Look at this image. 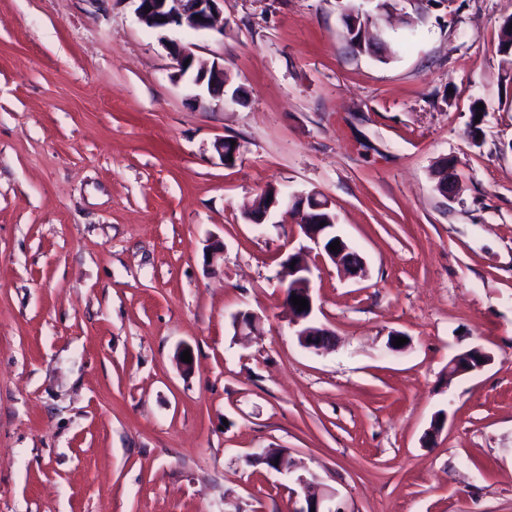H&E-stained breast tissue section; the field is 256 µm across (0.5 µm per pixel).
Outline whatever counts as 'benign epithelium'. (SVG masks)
Wrapping results in <instances>:
<instances>
[{"mask_svg": "<svg viewBox=\"0 0 512 512\" xmlns=\"http://www.w3.org/2000/svg\"><path fill=\"white\" fill-rule=\"evenodd\" d=\"M134 5V13L144 26L155 29H180L191 31L213 30L219 35H224V26L218 24L219 16L224 12V0H130ZM150 12H145V9ZM163 45L169 50V54L175 62L173 78L179 82L184 77H189L196 88V94L192 101L197 106H203L207 102L224 97V87L227 85L224 77V68L217 62L208 65L197 59L193 47L177 41L163 40ZM317 198V194H293L291 197H275L267 207L260 212L247 216L252 224H265L273 216L281 217L279 223H284L288 216L308 208V200ZM303 235L315 246L318 255L326 258L341 268L347 270L350 275H357L361 267H350L344 261V255L349 251V243L336 231V217L325 221L320 226L309 221L301 225ZM340 243L338 251L333 252L329 248V242ZM288 273V285L291 293L286 295L288 322L294 327V334L299 343L316 353H320L333 344L334 334L326 329L317 327L312 322L313 295L311 268L302 261H296L294 267H286ZM296 295L308 301V308L299 312L293 305L291 296ZM492 361V355L481 346H473L455 356L448 363V378H454L471 374L483 369ZM325 497L310 493L305 497V505L294 512H343V509L322 510Z\"/></svg>", "mask_w": 512, "mask_h": 512, "instance_id": "1", "label": "benign epithelium"}]
</instances>
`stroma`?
Returning <instances> with one entry per match:
<instances>
[{
	"label": "stroma",
	"mask_w": 512,
	"mask_h": 512,
	"mask_svg": "<svg viewBox=\"0 0 512 512\" xmlns=\"http://www.w3.org/2000/svg\"><path fill=\"white\" fill-rule=\"evenodd\" d=\"M374 5L224 0L219 36L0 0V512H295L268 448L344 512H512V0H406L355 53L342 16ZM165 38L241 101L193 106ZM268 187L327 198L366 264L313 271L328 352L288 323L296 221L243 214ZM475 345L491 364L449 378Z\"/></svg>",
	"instance_id": "35a3bbf8"
}]
</instances>
